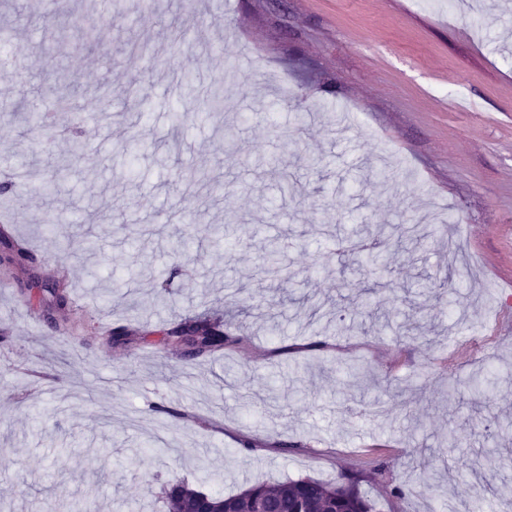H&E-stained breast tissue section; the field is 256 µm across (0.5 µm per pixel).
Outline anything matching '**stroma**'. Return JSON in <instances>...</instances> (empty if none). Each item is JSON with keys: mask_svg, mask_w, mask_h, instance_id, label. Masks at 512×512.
<instances>
[{"mask_svg": "<svg viewBox=\"0 0 512 512\" xmlns=\"http://www.w3.org/2000/svg\"><path fill=\"white\" fill-rule=\"evenodd\" d=\"M87 0H0V169L30 162L0 233L25 267L0 270V512H163L164 484L233 494L244 482L354 476L375 512H436L444 497L512 500V13H449L443 0H133L100 25L94 49L60 13ZM201 93L224 108L199 119ZM74 82L88 113L20 121ZM306 124L296 128L295 117ZM246 150L230 156L224 128ZM139 142L137 156L122 148ZM80 153L96 175L43 186ZM289 180L295 191L281 197ZM236 219L257 234L235 252L188 228ZM362 217L424 223L423 248L386 247L376 266L338 241ZM282 247L283 280L262 270ZM66 275L83 304L56 309ZM453 275L456 291L438 286ZM382 310L417 308L405 338L386 329L296 323L269 334L258 304L303 298L348 310L363 289ZM221 317L237 345L184 358L160 342L188 315ZM128 331L124 343L108 328ZM497 366L488 399L448 387ZM341 363L369 378L359 394ZM461 442L447 444L449 427ZM426 449L440 488L416 477Z\"/></svg>", "mask_w": 512, "mask_h": 512, "instance_id": "1", "label": "stroma"}]
</instances>
